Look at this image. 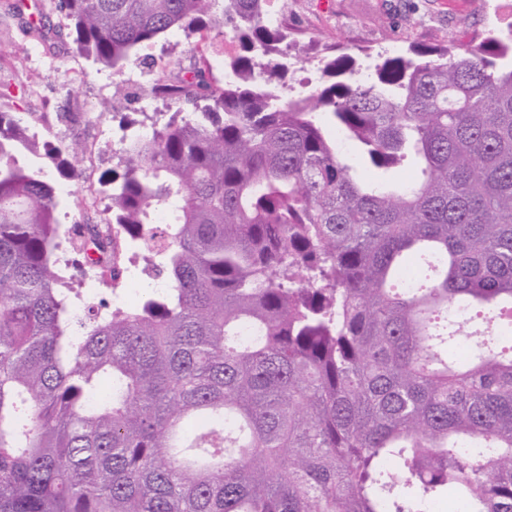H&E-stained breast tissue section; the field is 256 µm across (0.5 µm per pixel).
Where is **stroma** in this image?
Segmentation results:
<instances>
[{"label":"stroma","instance_id":"stroma-1","mask_svg":"<svg viewBox=\"0 0 512 512\" xmlns=\"http://www.w3.org/2000/svg\"><path fill=\"white\" fill-rule=\"evenodd\" d=\"M47 2L0 0V110L23 119L47 114L34 130L40 140L76 149L80 185L94 197L96 219L103 223L110 214L101 177L118 168L119 150L106 142L102 128L149 125L158 114L176 112V104L148 93L158 74L196 65L214 85H223L224 64L240 54V44L229 29L201 37L167 35L142 45L115 75L79 55L57 24L41 37L24 36L25 14ZM268 6L288 29V69L279 85L291 97L320 85L330 55L349 54L365 71L413 46L473 45L488 32H512V12L501 0H269ZM118 84L124 97L112 95ZM89 112L96 116L90 125L84 121Z\"/></svg>","mask_w":512,"mask_h":512}]
</instances>
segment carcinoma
Wrapping results in <instances>:
<instances>
[{
	"label": "carcinoma",
	"mask_w": 512,
	"mask_h": 512,
	"mask_svg": "<svg viewBox=\"0 0 512 512\" xmlns=\"http://www.w3.org/2000/svg\"><path fill=\"white\" fill-rule=\"evenodd\" d=\"M266 6L55 0L104 68L174 32L229 27L242 54L222 88L153 81L200 115L122 149L107 224L83 200L58 224L46 168L76 183L73 156L0 112V512H512V35L413 47L369 84L343 53L284 100ZM65 241L108 288L138 259L161 285L81 317Z\"/></svg>",
	"instance_id": "1"
}]
</instances>
